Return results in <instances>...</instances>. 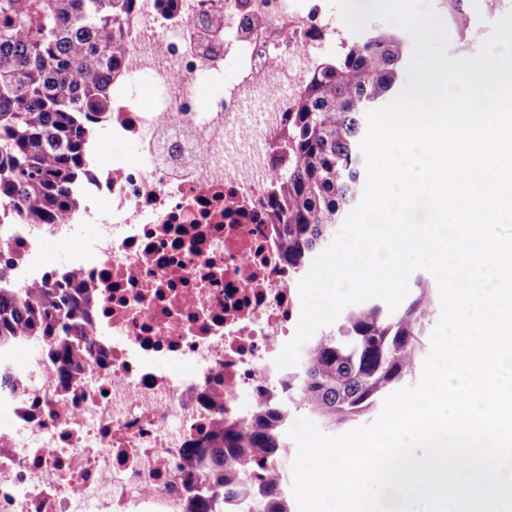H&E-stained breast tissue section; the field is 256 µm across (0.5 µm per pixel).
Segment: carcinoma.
<instances>
[{
  "label": "carcinoma",
  "instance_id": "1",
  "mask_svg": "<svg viewBox=\"0 0 512 512\" xmlns=\"http://www.w3.org/2000/svg\"><path fill=\"white\" fill-rule=\"evenodd\" d=\"M131 0H0V224L19 216L57 224L80 196L88 144L112 111V79L127 41ZM412 55L394 32L365 29L317 61L288 113L287 159L269 206L288 266L302 275L333 240L366 170L360 131L368 112L392 100ZM432 288L419 278L403 309L379 302L346 310L311 338L287 399L244 419L228 414L187 451L185 485L195 512H224V500L288 498L286 479L266 478L285 453L278 420L303 412L334 429L361 416L413 376L432 324ZM69 289L14 288L0 276V350L20 339L54 341L68 362L81 356Z\"/></svg>",
  "mask_w": 512,
  "mask_h": 512
}]
</instances>
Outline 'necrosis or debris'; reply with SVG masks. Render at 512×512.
Segmentation results:
<instances>
[{
	"label": "necrosis or debris",
	"mask_w": 512,
	"mask_h": 512,
	"mask_svg": "<svg viewBox=\"0 0 512 512\" xmlns=\"http://www.w3.org/2000/svg\"><path fill=\"white\" fill-rule=\"evenodd\" d=\"M137 2L78 209L0 225V267L19 288L65 277L83 341L73 364L45 339L0 351V512H192L187 448L288 381L275 360L302 303L268 210L275 157L306 74L351 32L329 0ZM255 8L264 19L246 26ZM228 64L234 79L204 96ZM130 142L142 159L124 156ZM86 224L90 251L32 263Z\"/></svg>",
	"instance_id": "1"
}]
</instances>
